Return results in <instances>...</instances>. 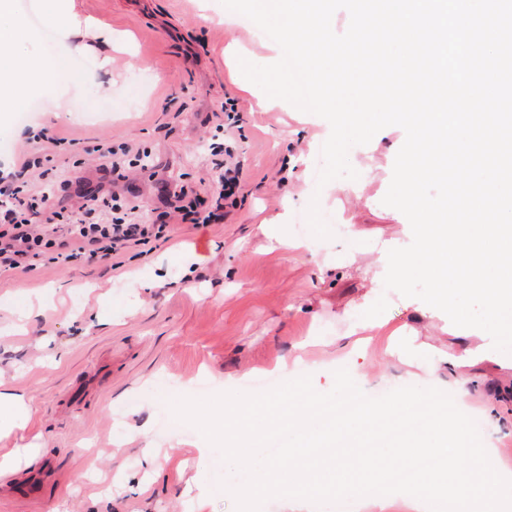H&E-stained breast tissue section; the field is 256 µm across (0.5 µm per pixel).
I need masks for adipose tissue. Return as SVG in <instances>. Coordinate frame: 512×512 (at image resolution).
I'll list each match as a JSON object with an SVG mask.
<instances>
[{"instance_id":"1","label":"adipose tissue","mask_w":512,"mask_h":512,"mask_svg":"<svg viewBox=\"0 0 512 512\" xmlns=\"http://www.w3.org/2000/svg\"><path fill=\"white\" fill-rule=\"evenodd\" d=\"M33 40L34 32L17 15L14 0H0V47L12 56L9 65L0 64V112L22 106L48 73L66 64L62 58H29L26 47ZM382 327L376 320L362 323L363 337L347 351L346 370L336 374L339 395L365 379L362 360L368 334ZM310 402L300 387L286 402L277 397L234 402L224 419L223 437L246 474L233 489L237 498L274 495L282 502V512H305L309 501L323 495L356 501L364 512H512V496L500 492L512 476L503 473L492 449L468 447L466 419L444 417L443 399L435 391L410 393L397 403V412L404 415L401 438H386L379 425L389 416L373 412L331 423L320 436L289 449V464L273 459L254 469L239 446L253 415L262 410L290 419L306 413ZM31 416L24 394L0 389V475L17 471L22 459L37 454L35 441L23 439ZM404 469L411 477L398 481Z\"/></svg>"}]
</instances>
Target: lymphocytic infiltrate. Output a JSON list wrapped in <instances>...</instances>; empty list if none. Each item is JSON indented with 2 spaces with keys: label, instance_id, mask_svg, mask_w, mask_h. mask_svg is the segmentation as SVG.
Here are the masks:
<instances>
[{
  "label": "lymphocytic infiltrate",
  "instance_id": "f902f5d3",
  "mask_svg": "<svg viewBox=\"0 0 512 512\" xmlns=\"http://www.w3.org/2000/svg\"><path fill=\"white\" fill-rule=\"evenodd\" d=\"M223 152L213 202L188 198L179 185L169 190L170 207L181 220L196 227L224 220V203L239 188L243 165L232 147H224ZM41 165V159H27L19 170L0 171V269L25 271L37 260L58 267L82 258L111 261L129 244H142L155 236V225L141 223L138 204L116 195L102 200L93 194L76 214L67 217L65 239H48L45 230L33 222L40 206L35 196L27 194L28 183L21 178L22 171Z\"/></svg>",
  "mask_w": 512,
  "mask_h": 512
}]
</instances>
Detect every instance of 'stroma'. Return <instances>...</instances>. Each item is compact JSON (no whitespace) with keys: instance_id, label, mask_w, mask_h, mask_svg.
<instances>
[{"instance_id":"35a3bbf8","label":"stroma","mask_w":512,"mask_h":512,"mask_svg":"<svg viewBox=\"0 0 512 512\" xmlns=\"http://www.w3.org/2000/svg\"><path fill=\"white\" fill-rule=\"evenodd\" d=\"M73 5L108 26L111 42L76 36L70 67L34 92L41 105L30 119L0 113V169L47 155L59 174L51 186L29 185L47 196L39 223L78 209L90 190L134 199L146 224L165 211L172 181L209 196V145L224 136L228 98L243 177L223 223L170 220L165 237L128 248L120 269L96 261L0 271V381L31 401L26 434L40 452L29 470H53L36 501L14 494L18 474L0 476V512H280L277 499L235 497L241 474L208 422L237 396L236 379L296 359L303 373L283 375L276 394L302 383L335 397L339 338L374 315L412 348L398 360L384 357L386 337L369 346L365 387L391 385L392 403L425 388L424 357L486 347L463 401L468 438L512 468V356L492 350L486 332L383 284L384 254L412 241L407 218L382 203L403 129L386 127L350 150L359 177L337 181L349 233L316 239L293 217L316 190L309 161L331 127L284 101L259 107L264 94L237 60L267 65L279 55L257 25L220 0ZM39 130L47 139H35ZM101 142L128 145L142 165L123 180L104 172ZM283 235L304 248L277 250ZM258 435L248 449L257 466L297 441L293 429L262 426ZM149 443L160 451L153 468L143 463Z\"/></svg>"}]
</instances>
